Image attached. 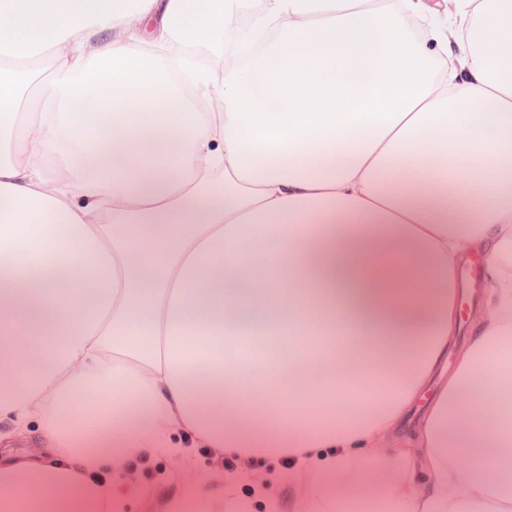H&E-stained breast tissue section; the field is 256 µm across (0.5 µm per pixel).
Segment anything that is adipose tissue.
Here are the masks:
<instances>
[{
    "label": "adipose tissue",
    "mask_w": 512,
    "mask_h": 512,
    "mask_svg": "<svg viewBox=\"0 0 512 512\" xmlns=\"http://www.w3.org/2000/svg\"><path fill=\"white\" fill-rule=\"evenodd\" d=\"M510 359L512 0H0V512H119L161 448L512 512ZM192 56L202 57L205 62L210 63V67L216 69L219 73L224 68V54L226 49L225 34L221 36L217 42L210 44H196L192 45Z\"/></svg>",
    "instance_id": "ef3b65f1"
}]
</instances>
